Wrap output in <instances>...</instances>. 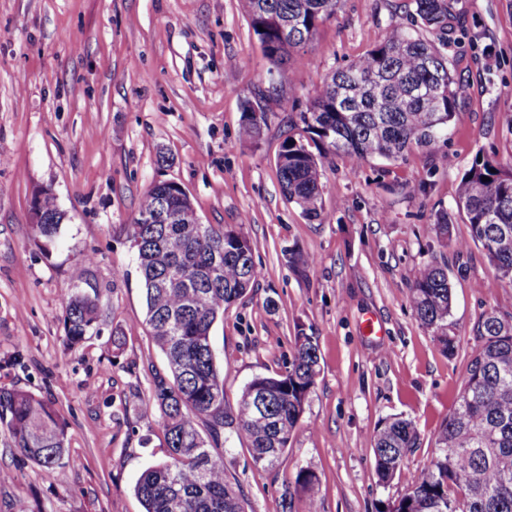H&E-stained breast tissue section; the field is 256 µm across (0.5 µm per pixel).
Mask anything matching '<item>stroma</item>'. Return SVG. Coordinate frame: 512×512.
<instances>
[{
  "label": "stroma",
  "mask_w": 512,
  "mask_h": 512,
  "mask_svg": "<svg viewBox=\"0 0 512 512\" xmlns=\"http://www.w3.org/2000/svg\"><path fill=\"white\" fill-rule=\"evenodd\" d=\"M412 10L410 0H341L275 71L242 0H0V389L49 400L68 437L61 465L47 469L0 424V512L21 501L27 512H143L135 486L166 442L141 406L165 358L126 226L160 180L187 191L201 223L245 235L262 272L212 328L226 403L255 376L284 372L298 334L318 346L317 386L279 465H253L237 442L222 453L246 512H283L303 468L318 478L320 512H378L404 493L456 404L482 314L512 320V283L482 248L455 252L430 230L445 210L453 237H468L455 205L463 173L478 158H512V0L453 2L446 53L459 114L446 140L396 161L334 156L317 217L284 198L277 157L321 80L409 25ZM249 100L266 112L255 143L240 138ZM40 191L65 214L51 241L31 229ZM297 254L313 264L293 265ZM435 259L452 286L451 355L408 299L416 270ZM71 292L100 307L78 344L64 326ZM393 415L412 419L423 444L385 486L374 435Z\"/></svg>",
  "instance_id": "obj_1"
}]
</instances>
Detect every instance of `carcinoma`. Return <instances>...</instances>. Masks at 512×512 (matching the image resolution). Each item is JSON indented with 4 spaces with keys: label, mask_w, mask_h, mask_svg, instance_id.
<instances>
[{
    "label": "carcinoma",
    "mask_w": 512,
    "mask_h": 512,
    "mask_svg": "<svg viewBox=\"0 0 512 512\" xmlns=\"http://www.w3.org/2000/svg\"><path fill=\"white\" fill-rule=\"evenodd\" d=\"M414 19L434 33L421 37L395 26L364 56L326 76L297 132L278 155L282 192L307 215H318L324 159L348 153L360 161H397L415 147H429L448 135L458 114L457 88L444 48L451 0H413ZM339 0H245V11L274 68L290 50L307 43L318 25L333 17ZM243 107L241 136L260 139L265 113ZM488 181H483V178ZM44 223L31 225L37 238L52 240L63 213L46 193L39 199ZM165 208L168 224L145 217ZM456 210L469 225V238L453 241L463 251L482 248L497 277L512 282V162L477 159L463 174ZM453 214L436 215L431 229L448 238ZM129 237L142 279L146 323L167 370L152 372L147 411L160 414L167 460L147 468L136 492L145 512H245L244 501L226 481L217 450L229 440L246 444L254 465L273 469L288 448L319 375L318 348L300 336L286 370L258 375L243 389L236 408L224 402V380L215 364L211 329L246 296L261 277L253 243L235 228L202 224L181 189L152 184L139 206ZM417 318L441 349L452 355L448 335L452 293L445 264L420 266L410 288ZM99 309L88 296L69 295L65 331L79 343L95 329ZM478 349L466 365L459 399L434 437L427 466L407 478L404 494L382 512H512V322L495 311L482 315ZM267 396L266 412L248 402L251 391ZM0 423L14 444L36 464L52 468L65 455L64 424L52 404L33 393L0 391ZM421 447L414 422L382 421L374 436L379 481L402 475L404 460ZM307 497L306 512H318L317 478L302 468L294 490L283 494V512H294V493Z\"/></svg>",
    "instance_id": "cac0c4a2"
}]
</instances>
